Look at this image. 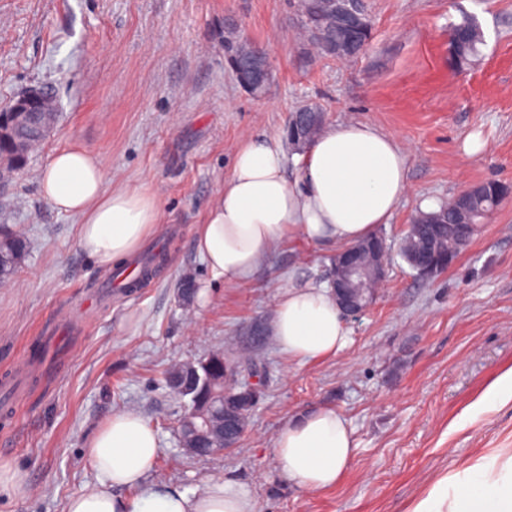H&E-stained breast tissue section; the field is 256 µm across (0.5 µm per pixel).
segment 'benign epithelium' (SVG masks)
I'll return each mask as SVG.
<instances>
[{"label": "benign epithelium", "instance_id": "7a95c632", "mask_svg": "<svg viewBox=\"0 0 512 512\" xmlns=\"http://www.w3.org/2000/svg\"><path fill=\"white\" fill-rule=\"evenodd\" d=\"M355 3L356 0H346V5L338 8L335 0H329L325 25L334 27L339 24L349 33H355L360 25ZM224 45L232 49L234 72L241 86L253 95L266 88L272 76L269 54L252 44L235 27L225 32ZM55 99L53 89L35 87L0 109V187L3 186L4 173L20 171L28 154L56 129L60 111L53 104ZM323 119L322 114L297 113L290 144L298 146L312 138ZM410 261L419 277H433L439 270L434 260L427 261L412 254ZM388 264L387 244L380 235L353 245L331 259L329 281L345 317L355 318L369 309L377 286L385 278ZM181 423L189 429V434L178 435L179 446L192 456L197 454L203 440L213 445L212 454L215 455L235 447L242 435L239 421L225 417L224 410L215 402L207 408H191Z\"/></svg>", "mask_w": 512, "mask_h": 512}]
</instances>
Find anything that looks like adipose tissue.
<instances>
[{
    "instance_id": "ef3b65f1",
    "label": "adipose tissue",
    "mask_w": 512,
    "mask_h": 512,
    "mask_svg": "<svg viewBox=\"0 0 512 512\" xmlns=\"http://www.w3.org/2000/svg\"><path fill=\"white\" fill-rule=\"evenodd\" d=\"M408 190L407 156L398 141L365 122L324 128L290 153L276 137L247 140L196 236L213 281L249 278L274 246L299 238L326 251L353 245L389 223ZM43 197L79 221L80 247L103 263L131 256L160 222L154 194L105 183L102 159L72 146L56 152L40 177ZM273 336L305 363L336 355L348 343L345 320L327 284L280 295ZM355 444L336 409L293 414L273 441L284 479L302 492L335 487ZM160 454L155 430L136 413L116 411L86 445L97 485L72 495L67 512H256L251 493L214 476L189 490L152 485ZM409 512H512V454L494 452L425 486Z\"/></svg>"
}]
</instances>
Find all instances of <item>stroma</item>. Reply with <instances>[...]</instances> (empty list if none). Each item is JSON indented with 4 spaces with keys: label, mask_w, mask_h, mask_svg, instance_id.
<instances>
[{
    "label": "stroma",
    "mask_w": 512,
    "mask_h": 512,
    "mask_svg": "<svg viewBox=\"0 0 512 512\" xmlns=\"http://www.w3.org/2000/svg\"><path fill=\"white\" fill-rule=\"evenodd\" d=\"M367 50L339 62L301 36L297 0H0V107L51 86L57 130L0 191V229L28 247L0 283V459L19 475L0 488V512H64L97 474L85 442L112 412H138L161 452L149 477L185 489L225 475L259 512H407L435 475L512 450V402L464 419L512 367V198L491 213L457 261L416 277L400 257L369 310L346 321L336 356L300 363L273 337L259 348L263 396L230 452L184 454L175 436L184 402L166 385L175 364L214 352L237 357L254 322H271L289 287L326 280L331 255L294 240L247 281L209 285L197 229L253 136L284 137L296 108L325 121L368 122L407 154L409 190L389 223L398 244L423 200L445 203L470 184H512V0H368ZM474 15L480 61L448 64V27ZM267 51L274 79L253 97L224 62V22ZM479 139L482 148L466 153ZM99 155L108 182L140 184L160 204L163 231L146 239L152 277L130 288L115 265L78 242V222L41 194L53 154ZM208 284L183 302L184 283ZM335 408L353 430L342 481L301 493L279 473L273 441L297 412Z\"/></svg>",
    "instance_id": "1"
}]
</instances>
